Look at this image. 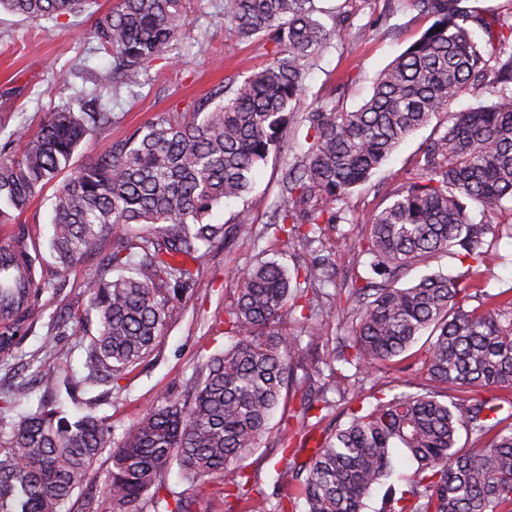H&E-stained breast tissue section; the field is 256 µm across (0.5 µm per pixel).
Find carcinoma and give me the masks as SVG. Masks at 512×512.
Segmentation results:
<instances>
[{"mask_svg":"<svg viewBox=\"0 0 512 512\" xmlns=\"http://www.w3.org/2000/svg\"><path fill=\"white\" fill-rule=\"evenodd\" d=\"M187 0H116L95 25L112 68L95 75L103 88L120 79L137 83L141 67L171 51L185 31ZM475 0H410L430 25L381 70L371 96L352 111L329 98L300 112L304 79L333 43L350 44L345 4L336 27L316 18L317 0H224V38L265 37L266 62L231 95L200 103L192 121L160 117L146 130L91 159L64 179L55 200L50 245L61 265L97 254L112 237L102 271L87 283L97 336L87 347L84 381L118 379L146 358L178 314L175 300L196 281L170 261L193 257L224 240L214 207L242 198L257 169L280 148L296 114L305 143L278 183L269 223L287 240H320L325 226L348 217L352 189L367 183L403 140L437 120L419 157L390 203L365 224L360 253L367 272L336 292L357 305L347 333L335 337L332 359L368 373L380 366L422 374L417 391L403 392L325 437L306 460L286 458L282 497L304 499L306 512H363L371 491L393 467L392 449L417 463L408 495L387 493L388 512H512V291L481 289L494 261L491 242L512 238V224L476 222L512 216V0L493 12ZM88 0H0L26 19L57 18L83 10ZM487 33L481 45L475 30ZM494 101L453 111L466 94ZM218 102H213V99ZM112 124V113L91 96L80 111L53 112L35 133H13L21 150L0 154V219L23 211L70 167L91 132ZM141 224L146 231L132 234ZM441 256L469 261L466 274L441 271L410 285L407 270ZM113 270L123 271L116 279ZM336 262L326 254L291 283L288 268L258 261L236 283L224 309L226 333L240 340L196 373L191 399L167 395L134 423L112 449L107 494L135 510L146 497L165 512H189L188 497L167 489L178 466L194 485L225 480L244 491L234 468L270 438L269 420L283 391L301 393L297 415L330 409L304 390L316 368L297 377L304 322L320 309L319 288L332 281ZM426 343L413 346L424 332ZM48 392L60 387L55 369L39 374ZM501 389V396L482 391ZM106 419L77 418L55 402L18 419L0 417V512H63L87 488L92 465L107 446ZM245 512H285L263 495L245 499Z\"/></svg>","mask_w":512,"mask_h":512,"instance_id":"1","label":"carcinoma"}]
</instances>
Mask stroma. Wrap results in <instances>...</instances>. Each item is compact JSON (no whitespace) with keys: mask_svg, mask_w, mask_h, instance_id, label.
Masks as SVG:
<instances>
[{"mask_svg":"<svg viewBox=\"0 0 512 512\" xmlns=\"http://www.w3.org/2000/svg\"><path fill=\"white\" fill-rule=\"evenodd\" d=\"M112 0H97L77 16L28 21L8 12L0 13V147L17 150L12 133L19 127L38 129L49 110L77 108L79 100L94 88V74L111 67L112 56L101 50L94 34L98 16ZM346 8L362 33L355 46L329 48L305 77L302 104L314 107L336 97L346 110L356 109L371 92L377 74L414 42L426 28L409 0H347ZM265 61L261 39L239 44L224 40V0H189L185 37L164 58L146 63L137 84L101 94V103L112 114L109 128L87 139L74 155L81 166L111 144L153 122L169 110H189L212 93L225 76H247ZM431 134L422 128L408 136L369 182L353 189L349 206L355 223L327 229L323 247L336 254L338 278L350 277L361 257L357 250L360 225L389 202V195L404 179L420 144ZM288 161L287 153L270 155L262 165L252 191L243 199H228L213 211L212 221L224 225L226 236L212 247L201 248L188 266L196 269L192 290L179 298L177 318L164 328L153 352L117 383L103 380L85 384L86 349L96 333L95 313L89 312L87 283L101 267L97 255L82 257L70 268H61L52 258L49 238L54 187H47L18 218L16 224H0V244L14 226L29 232L28 253L32 272L42 289L18 334L19 344L0 348V388L14 375L33 378L37 370L51 367L81 380L76 395L60 390L59 399L71 413L94 412L110 426L109 446L93 465L90 483L68 504L70 512H113L107 494L112 469V451L132 424L161 396H185L193 377L208 358L229 348L232 337L224 333V308L235 296L236 282L257 260L273 258L287 268L311 265L317 247L287 242L284 235L266 225L265 213L277 199V181ZM249 212L260 241L235 235L237 214ZM75 313L84 322L70 326L52 351H44L42 340L58 315ZM407 374L393 369L373 371L365 381L349 386L345 395L328 390L336 409L315 426L291 421L287 435L291 448L308 456L329 429L345 424L353 410L367 409L405 392ZM394 470L375 488L364 512H383L388 489L410 490L417 465L404 449L394 451ZM246 472L257 474L258 487L275 496L276 480L284 467L281 452L262 444L243 462ZM166 481L175 492L191 498V512H243L235 498L225 497L219 481L198 486L171 470Z\"/></svg>","mask_w":512,"mask_h":512,"instance_id":"1","label":"stroma"}]
</instances>
